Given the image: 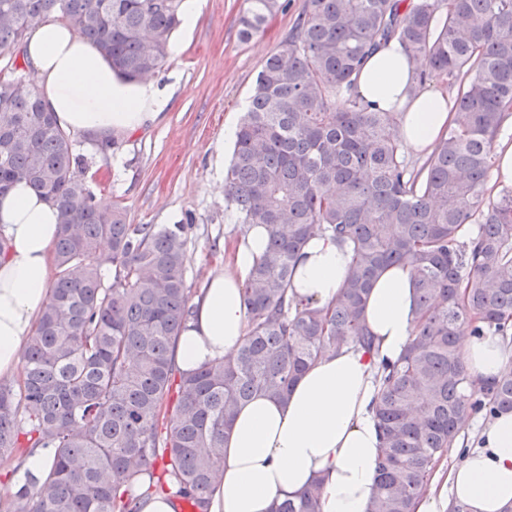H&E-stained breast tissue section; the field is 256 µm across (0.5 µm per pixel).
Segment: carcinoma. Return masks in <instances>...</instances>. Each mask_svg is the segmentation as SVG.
<instances>
[{
  "label": "carcinoma",
  "mask_w": 512,
  "mask_h": 512,
  "mask_svg": "<svg viewBox=\"0 0 512 512\" xmlns=\"http://www.w3.org/2000/svg\"><path fill=\"white\" fill-rule=\"evenodd\" d=\"M288 0H246L248 40ZM56 15L124 80L154 75L183 22V0H0V52ZM397 40L454 92V118L423 165L398 140V113L352 93L368 54ZM512 115V0H304L296 25L257 73L224 176L235 223L267 234L244 288L238 350L192 374L175 347L193 314L188 223L130 224L102 208L85 156L41 104L32 72L0 79V192L25 181L60 214L50 296L23 355L24 378L0 382V465L36 448L51 469L25 473L5 512H139L129 483L162 461L175 494L206 512L224 440L258 393L288 397L330 350L372 353L362 320L378 271L409 264L417 333L381 364L376 416L384 449L370 512H415L435 468L478 414L512 410V371L487 384L457 349L470 329L512 340V190L488 193L496 140ZM352 249L336 301L288 296L298 253L315 234ZM115 268L112 282L104 267ZM176 404H171L173 386ZM321 486L277 512H320Z\"/></svg>",
  "instance_id": "obj_1"
}]
</instances>
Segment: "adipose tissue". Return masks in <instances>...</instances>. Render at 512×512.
<instances>
[{
	"label": "adipose tissue",
	"instance_id": "adipose-tissue-1",
	"mask_svg": "<svg viewBox=\"0 0 512 512\" xmlns=\"http://www.w3.org/2000/svg\"><path fill=\"white\" fill-rule=\"evenodd\" d=\"M24 56L35 71L43 104L70 134L123 136L155 121L168 101L151 79L122 80L111 64L65 21L49 17L28 32ZM412 66L398 41L371 54L353 92L364 104L400 113L404 149L432 148L447 134L452 103L430 88L411 91ZM60 232L56 207L26 183L0 194V377L23 375L22 356L49 299L55 268L51 248ZM266 246L263 228L236 242L194 299V314L177 343L180 370L194 372L227 357L246 333L243 285ZM351 267L349 248L317 234L303 246L290 296L325 307L334 302ZM416 287L410 267H386L367 297L364 322L373 354L360 348L329 353L297 380L287 400L263 394L243 404L224 441V472L207 512H275L284 499L321 482L320 512H368L381 454L375 418L381 360L396 361L416 328ZM458 350L471 379L487 383L512 367V347L495 336L463 333ZM512 512V412H499L477 432L473 451L452 465L440 489L429 490L416 512Z\"/></svg>",
	"mask_w": 512,
	"mask_h": 512
}]
</instances>
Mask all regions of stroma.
<instances>
[{
    "mask_svg": "<svg viewBox=\"0 0 512 512\" xmlns=\"http://www.w3.org/2000/svg\"><path fill=\"white\" fill-rule=\"evenodd\" d=\"M302 3L291 0L264 32L244 41L237 19L245 0H205L195 29L173 33L182 48L155 75L169 98L165 116L120 138L113 155L85 172L97 200L124 207L129 223L171 225L193 216L185 274L191 294L241 236L224 202L232 153L224 124L239 120L257 72L295 25Z\"/></svg>",
    "mask_w": 512,
    "mask_h": 512,
    "instance_id": "35a3bbf8",
    "label": "stroma"
}]
</instances>
